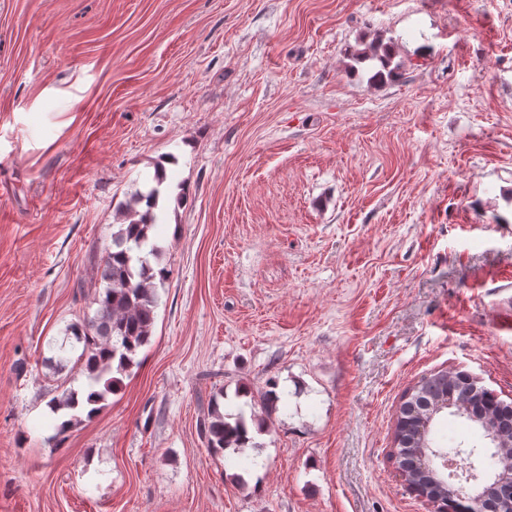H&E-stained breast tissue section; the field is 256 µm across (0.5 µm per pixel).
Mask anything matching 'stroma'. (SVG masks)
Listing matches in <instances>:
<instances>
[{"mask_svg": "<svg viewBox=\"0 0 512 512\" xmlns=\"http://www.w3.org/2000/svg\"><path fill=\"white\" fill-rule=\"evenodd\" d=\"M376 36L397 82L350 68ZM168 155L153 335L54 447L87 380L46 359ZM505 304L512 0H0V512H429L401 397L447 368L512 401ZM271 379L261 448L211 454L212 398Z\"/></svg>", "mask_w": 512, "mask_h": 512, "instance_id": "1", "label": "stroma"}]
</instances>
